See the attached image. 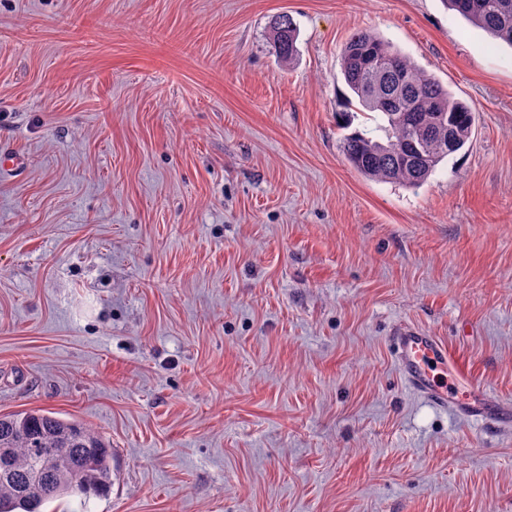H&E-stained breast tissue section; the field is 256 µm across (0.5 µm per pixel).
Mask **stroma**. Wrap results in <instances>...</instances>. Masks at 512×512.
<instances>
[{
	"instance_id": "obj_1",
	"label": "stroma",
	"mask_w": 512,
	"mask_h": 512,
	"mask_svg": "<svg viewBox=\"0 0 512 512\" xmlns=\"http://www.w3.org/2000/svg\"><path fill=\"white\" fill-rule=\"evenodd\" d=\"M360 29L476 113L420 188L340 151ZM1 148L0 415L119 469L44 512H512V428L391 346L419 325L512 400V47L442 0H0ZM297 28L287 13L275 17L270 26L269 46L278 62H290L297 52Z\"/></svg>"
}]
</instances>
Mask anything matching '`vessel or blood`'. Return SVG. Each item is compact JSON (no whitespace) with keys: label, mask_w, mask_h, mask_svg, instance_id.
I'll return each instance as SVG.
<instances>
[{"label":"vessel or blood","mask_w":512,"mask_h":512,"mask_svg":"<svg viewBox=\"0 0 512 512\" xmlns=\"http://www.w3.org/2000/svg\"><path fill=\"white\" fill-rule=\"evenodd\" d=\"M392 346L405 385L430 406L463 421L512 426V403L475 386L441 337L406 323L395 329Z\"/></svg>","instance_id":"1"}]
</instances>
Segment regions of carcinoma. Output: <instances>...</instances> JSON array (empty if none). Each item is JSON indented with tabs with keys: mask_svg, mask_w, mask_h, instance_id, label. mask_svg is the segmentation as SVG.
<instances>
[{
	"mask_svg": "<svg viewBox=\"0 0 512 512\" xmlns=\"http://www.w3.org/2000/svg\"><path fill=\"white\" fill-rule=\"evenodd\" d=\"M445 2L491 38L512 46V0ZM296 42L292 17L276 16L269 46L279 62L293 59ZM341 71L353 98L387 120L383 142L358 130L340 142L345 161L363 176L418 188L470 141L472 108L371 31L350 36ZM112 460L110 444L82 422L40 410L0 415V512H42L45 503L64 496L85 504L105 496L115 476Z\"/></svg>",
	"mask_w": 512,
	"mask_h": 512,
	"instance_id": "obj_1",
	"label": "carcinoma"
}]
</instances>
